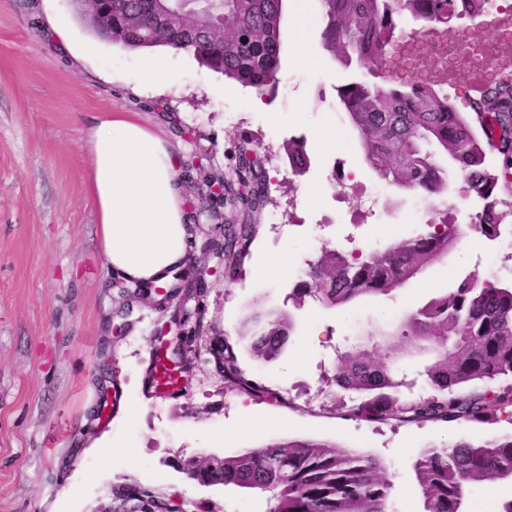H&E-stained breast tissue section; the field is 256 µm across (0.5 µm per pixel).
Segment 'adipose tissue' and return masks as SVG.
<instances>
[{
	"label": "adipose tissue",
	"instance_id": "obj_1",
	"mask_svg": "<svg viewBox=\"0 0 512 512\" xmlns=\"http://www.w3.org/2000/svg\"><path fill=\"white\" fill-rule=\"evenodd\" d=\"M86 145L108 265L129 279L165 284L187 257L176 155L160 137L119 117L102 120Z\"/></svg>",
	"mask_w": 512,
	"mask_h": 512
}]
</instances>
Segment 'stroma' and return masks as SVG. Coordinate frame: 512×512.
Here are the masks:
<instances>
[{"mask_svg":"<svg viewBox=\"0 0 512 512\" xmlns=\"http://www.w3.org/2000/svg\"><path fill=\"white\" fill-rule=\"evenodd\" d=\"M308 31L296 23V0H287L282 70L275 94L253 107L252 88L179 55L174 86L139 82L145 51H131L96 37L71 0H0V512H106L112 490L135 483L172 504L203 503L218 512H270V493L235 485L205 486L183 473L182 459L229 456L275 439L309 438L372 453L391 475L392 512H423L417 478L422 452L444 443H482L512 433V422L377 423L336 408L326 383L338 350L360 332L395 327L403 316L443 294L467 275L512 279V239L489 241L467 234L446 261L386 297L345 307L313 300L295 306L305 261L323 242L355 237L376 249L420 229L418 195L380 184L365 166L357 137L337 104L339 85L361 80L386 86L384 68L343 67L322 50L319 0H309ZM69 32V46L55 43L54 27ZM406 36L427 51L417 74L448 93L459 110L479 99L486 68L458 61L437 69L434 58H457L463 34L482 38L473 20L445 24L406 21ZM124 112L164 140L178 156L207 155L211 172L232 174L238 146L274 145L263 164L272 209L288 223L262 225L255 243L287 273L257 272L246 262L235 281L207 277L200 303L212 325L196 336L190 385L177 398L153 396L145 368L158 320L171 311L135 303L121 319L116 278L104 256L100 224L88 185L85 145L99 119ZM328 131L338 145L314 148L306 174H289L283 151L292 130ZM356 175L355 191L332 199L338 169ZM382 193L374 216L364 214L374 188ZM316 198H309L312 189ZM328 214L332 223L320 224ZM292 315L295 328L282 354L256 361L239 331L255 307ZM230 341L237 365L252 382L278 392L259 398L225 389L207 351ZM136 421L126 424L125 411ZM233 438H225V431ZM512 500V482L472 484L466 512H498Z\"/></svg>","mask_w":512,"mask_h":512,"instance_id":"obj_1","label":"stroma"}]
</instances>
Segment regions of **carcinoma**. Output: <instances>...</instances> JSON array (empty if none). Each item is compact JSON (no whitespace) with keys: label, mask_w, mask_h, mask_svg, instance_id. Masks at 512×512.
Masks as SVG:
<instances>
[{"label":"carcinoma","mask_w":512,"mask_h":512,"mask_svg":"<svg viewBox=\"0 0 512 512\" xmlns=\"http://www.w3.org/2000/svg\"><path fill=\"white\" fill-rule=\"evenodd\" d=\"M321 47L344 67L378 66L403 36L401 22L447 23L480 18L489 0H320ZM112 30L89 23L103 41L128 50L169 47L207 68L255 90L274 94L282 69L281 27L285 0H112ZM339 104L356 132L365 163L376 176L431 202L448 195L445 154L460 175L458 193L480 203L470 227L488 240L512 228L497 198L512 169V78L501 79L472 112L459 111L432 83L392 81L372 86L351 81L336 88ZM496 152L490 167L487 153ZM423 227L401 242L379 250L342 252L329 245L307 263L306 296L328 307L363 297L388 296L440 262L461 243L464 233L428 209ZM261 217L224 225V271L236 276L251 256ZM250 353L277 358L294 329L291 318L253 312L245 322ZM380 337L384 348L361 342L342 354L334 380L339 403L357 419L388 423H489L512 413V282L470 275L456 287L407 313L395 330ZM428 353L426 394L408 398L409 383L394 364L407 352ZM224 381L254 396L271 389L245 378L230 343L224 344ZM193 480H217L272 493L270 512H390L391 482L380 459L335 443L310 439L278 440L247 448L235 456L192 457L182 461ZM417 476L424 512H465V491L482 480L512 481V435L481 445L461 440L423 453Z\"/></svg>","instance_id":"1"}]
</instances>
